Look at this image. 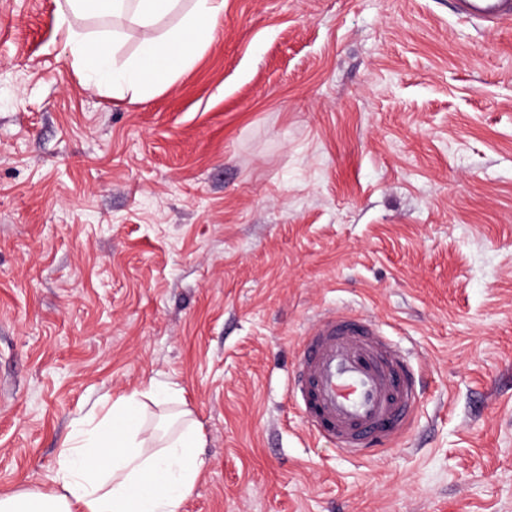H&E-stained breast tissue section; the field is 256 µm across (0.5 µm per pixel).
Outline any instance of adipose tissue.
<instances>
[{"label":"adipose tissue","instance_id":"1","mask_svg":"<svg viewBox=\"0 0 512 512\" xmlns=\"http://www.w3.org/2000/svg\"><path fill=\"white\" fill-rule=\"evenodd\" d=\"M65 0L58 20L62 51L88 84L146 97L173 83L206 45V36L224 12V0ZM179 22L163 28L172 15ZM129 17L139 31L134 55L120 56L111 33L77 29V16ZM166 403L158 383L120 397L90 431L79 432L63 452L55 494L20 491L0 495V512H181L201 476L195 425L155 444L146 436L144 403Z\"/></svg>","mask_w":512,"mask_h":512}]
</instances>
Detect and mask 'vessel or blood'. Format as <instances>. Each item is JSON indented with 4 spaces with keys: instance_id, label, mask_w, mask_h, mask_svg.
<instances>
[{
    "instance_id": "obj_1",
    "label": "vessel or blood",
    "mask_w": 512,
    "mask_h": 512,
    "mask_svg": "<svg viewBox=\"0 0 512 512\" xmlns=\"http://www.w3.org/2000/svg\"><path fill=\"white\" fill-rule=\"evenodd\" d=\"M457 6L476 20L512 21V0H457ZM424 393L406 355L362 313L321 312L301 336L290 397L311 437L335 442L354 459L401 444Z\"/></svg>"
}]
</instances>
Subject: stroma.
<instances>
[{"mask_svg":"<svg viewBox=\"0 0 512 512\" xmlns=\"http://www.w3.org/2000/svg\"><path fill=\"white\" fill-rule=\"evenodd\" d=\"M64 0H0V494H52L93 407L189 411L182 512H512V25L454 0H224L138 100L62 52ZM348 307L410 351L403 446L358 461L288 397Z\"/></svg>","mask_w":512,"mask_h":512,"instance_id":"1","label":"stroma"}]
</instances>
